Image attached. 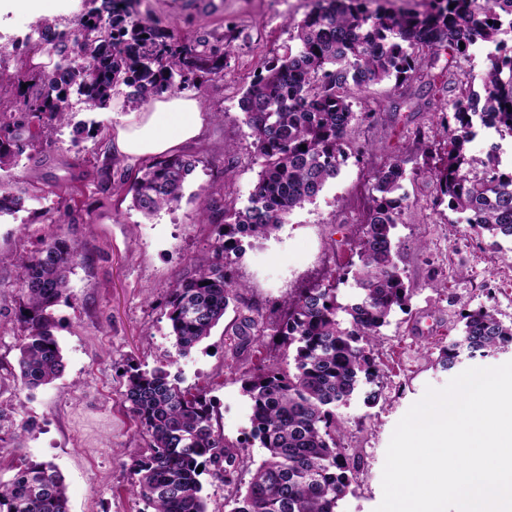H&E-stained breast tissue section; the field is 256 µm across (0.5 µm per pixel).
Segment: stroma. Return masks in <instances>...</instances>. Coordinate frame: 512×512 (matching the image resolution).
I'll use <instances>...</instances> for the list:
<instances>
[{"instance_id": "stroma-1", "label": "stroma", "mask_w": 512, "mask_h": 512, "mask_svg": "<svg viewBox=\"0 0 512 512\" xmlns=\"http://www.w3.org/2000/svg\"><path fill=\"white\" fill-rule=\"evenodd\" d=\"M220 12L199 9L198 0H143L153 16L188 34L227 37L224 78L203 89L187 88L204 112L213 113L205 138L183 146L199 158L179 206L144 216L131 205L126 184L138 165H110L109 135L129 113L128 104L90 112L74 103L76 121L98 127L96 137L76 136L66 126L43 151L26 150L10 174L19 204L0 214V478L24 464L49 461L63 473L72 512H152L130 491V467L144 455L146 441L123 407V369L161 367L183 386L201 389L215 403L228 441L250 429V401L239 374L272 363L286 364L284 349L272 343L236 347L224 328L235 313L185 358L177 357L162 290L206 263L214 240L199 222L201 203L244 206L259 166L239 101L261 66L291 45L290 21L301 20L313 0H222ZM26 16L0 13V104L16 101L18 69L52 67L47 46L12 52V40L33 32ZM42 62H35V54ZM439 93L428 103L418 85L385 81L355 95L356 153L313 203L295 210L270 238L244 245L234 263L243 300L261 313L298 288L347 267L350 242L367 207L371 175L401 159L407 204L395 231L398 266L413 290L406 310L394 311L375 346L382 396L368 405L354 395L339 413L342 443L361 456L357 484L337 512H375L383 498L382 471L393 430L426 387H444L454 371L438 364L440 350L459 336L463 312L493 309L512 323V241L479 236L461 214L438 203L436 182L418 169L439 163L444 140L436 110L448 100ZM435 142L433 153L415 151L417 139ZM232 178H225V170ZM70 209L73 221L52 223L56 210ZM78 240L86 258L70 276L69 298L55 311V334L65 371L54 383L23 390L15 375L24 337L18 289L20 259L37 255L46 240ZM338 245L340 260L329 265L326 247Z\"/></svg>"}]
</instances>
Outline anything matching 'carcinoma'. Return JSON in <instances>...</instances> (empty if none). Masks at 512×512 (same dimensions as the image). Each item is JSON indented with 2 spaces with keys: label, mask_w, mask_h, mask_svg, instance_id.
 I'll list each match as a JSON object with an SVG mask.
<instances>
[{
  "label": "carcinoma",
  "mask_w": 512,
  "mask_h": 512,
  "mask_svg": "<svg viewBox=\"0 0 512 512\" xmlns=\"http://www.w3.org/2000/svg\"><path fill=\"white\" fill-rule=\"evenodd\" d=\"M369 2L315 0L301 21L291 22L295 45L268 62L243 93L242 123L260 171L247 204L224 208V221H211L208 205L201 207L200 223L215 233L211 259L165 289L177 357L188 356L228 307L241 303L231 259L239 250L238 237H269L338 176L355 134L353 95L372 83L393 80L399 87L418 80L426 57L448 54V63L464 79L442 112V168L424 174L434 176L448 207L464 215L475 234L512 239V170L502 172L492 151L480 159L466 148L477 135L479 111L494 119L497 131L512 134V50H507L512 38L504 31L505 20H512V0H425L423 10L409 13L371 11ZM92 3L95 7L68 29L41 23V42L52 46L59 61L49 72L16 75L27 88L11 111L0 112V171L50 141L55 126L69 122L68 90L81 96L85 109L96 111L107 108L122 86L128 88L126 98L141 105L164 92L224 79L228 50L221 38L185 37L141 14L134 0ZM485 46L495 48L490 66L479 74L463 69L461 63ZM477 81L485 91L479 109L474 106ZM197 163L191 155L177 154L147 164L127 188L133 206L152 215L178 205ZM373 177L374 194L351 244L358 258L350 264L355 298L338 301L347 273H332L324 282L294 289L271 310V327L261 321L262 313L241 311L232 326L239 347L268 339L295 351L292 370L270 366L243 375L251 409L248 436L266 450L247 486L240 479L247 442L224 438L205 392L181 387L162 368L126 369L124 403L147 444L146 454L131 467V487L153 512H208L204 474L224 480L230 512H336L360 466L341 445L337 409L361 387L376 383L375 342L412 295L393 241L406 170L393 161ZM83 257L82 244L51 238L21 264L26 334L18 367L28 391L52 383L65 370L54 334L55 309ZM462 320L460 335L440 352L441 368H454L464 353L484 357L512 348V324L495 312L480 307ZM0 512H70L57 467L32 462L1 480Z\"/></svg>",
  "instance_id": "1"
}]
</instances>
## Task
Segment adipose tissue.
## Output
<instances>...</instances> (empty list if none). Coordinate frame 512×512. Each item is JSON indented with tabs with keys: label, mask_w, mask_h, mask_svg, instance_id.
<instances>
[{
	"label": "adipose tissue",
	"mask_w": 512,
	"mask_h": 512,
	"mask_svg": "<svg viewBox=\"0 0 512 512\" xmlns=\"http://www.w3.org/2000/svg\"><path fill=\"white\" fill-rule=\"evenodd\" d=\"M206 126L207 118L197 99L166 94L114 126L112 153L129 163L173 153L199 140Z\"/></svg>",
	"instance_id": "adipose-tissue-1"
}]
</instances>
